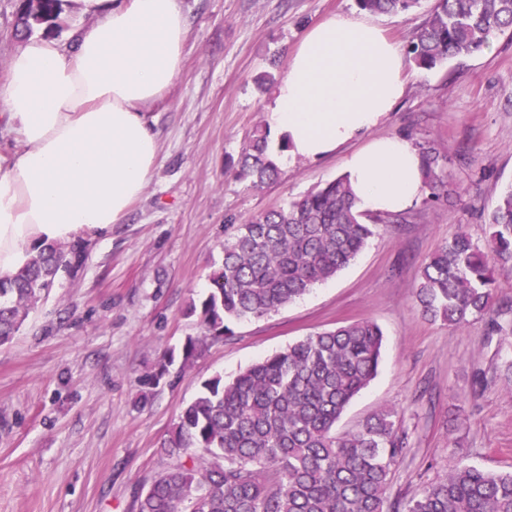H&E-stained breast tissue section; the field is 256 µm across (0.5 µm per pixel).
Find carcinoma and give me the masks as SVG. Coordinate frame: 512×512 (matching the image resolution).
<instances>
[{"label": "carcinoma", "instance_id": "carcinoma-1", "mask_svg": "<svg viewBox=\"0 0 512 512\" xmlns=\"http://www.w3.org/2000/svg\"><path fill=\"white\" fill-rule=\"evenodd\" d=\"M421 0H357L372 14H397ZM512 33V0H434L408 54L421 69L472 55L496 34ZM430 200L440 198L448 159L417 144ZM234 174L258 188L279 176L269 130L258 127ZM408 212L372 214L356 208L340 177L253 215L226 224L224 255L208 275L210 288L189 307L202 335L170 350L139 378L147 402L169 368L187 367L208 342L233 335L231 325L277 312L348 267L378 225L407 223ZM488 235L459 232L420 266L417 303L424 316L459 327L485 319L500 332L495 309L498 267L512 261V185L487 213ZM81 242L48 244L9 278L0 279V345L11 342L30 311L53 288L60 270L78 267ZM384 334L358 320L306 336L239 372L202 382L162 447L176 458L136 493L135 512H386L392 467L408 451L398 412L384 410L352 432L336 434L350 402L377 374ZM393 512H512V470L493 473L459 462Z\"/></svg>", "mask_w": 512, "mask_h": 512}]
</instances>
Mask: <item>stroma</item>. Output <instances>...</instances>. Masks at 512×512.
Segmentation results:
<instances>
[{"label": "stroma", "mask_w": 512, "mask_h": 512, "mask_svg": "<svg viewBox=\"0 0 512 512\" xmlns=\"http://www.w3.org/2000/svg\"><path fill=\"white\" fill-rule=\"evenodd\" d=\"M188 20L180 72L144 114L159 154L142 196L110 234L86 238L81 266L61 270L49 296L0 347V512H132L133 497L174 460L161 446L202 381L249 365L345 320L384 333L376 378L336 425L356 429L392 408L410 448L388 502L418 493L458 459L512 470V263L498 277L503 332L486 321L449 329L416 301L420 264L458 232L486 236L483 211L512 184V36L409 82L375 136L434 141L448 158V202L414 206L408 224L381 225L334 279L278 312L236 324L230 338L139 404L138 378L185 337L201 335L191 302L221 261L224 227L341 176L340 156L282 163L275 181L250 187L233 174L256 125L266 122L289 55L308 29L354 15L355 0H180ZM422 8L373 20L401 48ZM486 382L476 386L474 374Z\"/></svg>", "instance_id": "1"}]
</instances>
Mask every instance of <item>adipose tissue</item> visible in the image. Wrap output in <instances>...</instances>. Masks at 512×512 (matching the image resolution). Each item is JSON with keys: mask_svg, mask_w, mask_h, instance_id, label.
<instances>
[{"mask_svg": "<svg viewBox=\"0 0 512 512\" xmlns=\"http://www.w3.org/2000/svg\"><path fill=\"white\" fill-rule=\"evenodd\" d=\"M92 19L71 44L28 38L0 83V109L24 148L0 171V277L46 244L105 235L145 190L159 141L143 114L179 74L180 0H80ZM397 43L366 16L313 26L288 58L267 122L284 158L341 154L360 210L401 213L426 193L405 137L374 136L403 97Z\"/></svg>", "mask_w": 512, "mask_h": 512, "instance_id": "obj_1", "label": "adipose tissue"}]
</instances>
